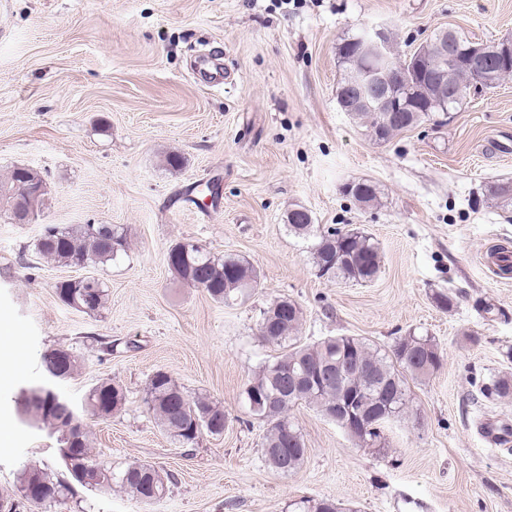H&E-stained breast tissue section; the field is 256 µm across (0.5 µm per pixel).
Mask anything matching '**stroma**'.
<instances>
[{
  "label": "stroma",
  "instance_id": "obj_1",
  "mask_svg": "<svg viewBox=\"0 0 512 512\" xmlns=\"http://www.w3.org/2000/svg\"><path fill=\"white\" fill-rule=\"evenodd\" d=\"M379 26L402 56L443 28L493 42L512 38V0H0V174L25 165L48 186L32 223L0 213V495L15 494L27 465L64 470L55 435L17 401L42 383L44 353L65 347L81 368L57 388L76 409L100 381L126 391L112 418L83 417L96 454L174 476L156 504L83 489L73 512H294L325 497L347 512H512V447L484 436L512 429V398L468 401L473 383L512 374V275L489 258L512 251V206L487 192L512 183V79L374 141L337 102V48ZM204 54L223 64V87L193 75ZM171 152L180 169L165 165ZM362 181L375 204L344 193ZM299 205L321 227L371 235L377 278L318 277L287 227ZM48 224L125 228L130 250L91 270L108 290L102 312L55 294L82 269L22 259ZM180 239L244 257L257 288L218 303L184 285L167 266ZM440 292L452 310L437 306ZM283 297L303 310L305 344L357 336L385 349L411 333L439 344L444 365L411 383L413 411L387 424L386 450L302 404L303 465L287 476L267 466L265 424L244 391L279 353L258 321ZM98 336L116 350L103 354ZM159 370L223 402V435L189 447L168 437L143 402Z\"/></svg>",
  "mask_w": 512,
  "mask_h": 512
}]
</instances>
